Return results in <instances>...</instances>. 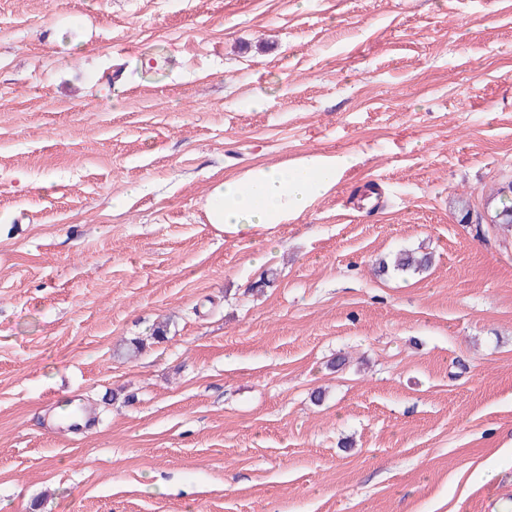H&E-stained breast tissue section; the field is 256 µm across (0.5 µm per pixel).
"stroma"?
Returning <instances> with one entry per match:
<instances>
[{"label":"stroma","instance_id":"stroma-1","mask_svg":"<svg viewBox=\"0 0 512 512\" xmlns=\"http://www.w3.org/2000/svg\"><path fill=\"white\" fill-rule=\"evenodd\" d=\"M511 183L512 0H0V512H512ZM353 162L348 155L315 154L295 164L256 166L211 189L205 202L207 221L235 233L284 224L330 191ZM431 257L428 254L417 255L416 252L401 249L396 252L389 264L387 261L379 262V272L388 273L389 270L399 273H420L429 268Z\"/></svg>","mask_w":512,"mask_h":512}]
</instances>
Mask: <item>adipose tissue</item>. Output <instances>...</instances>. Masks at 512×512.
<instances>
[{
    "mask_svg": "<svg viewBox=\"0 0 512 512\" xmlns=\"http://www.w3.org/2000/svg\"><path fill=\"white\" fill-rule=\"evenodd\" d=\"M353 162L348 155L315 154L295 164L254 167L211 189L207 221L235 233L286 223L330 191Z\"/></svg>",
    "mask_w": 512,
    "mask_h": 512,
    "instance_id": "1",
    "label": "adipose tissue"
}]
</instances>
